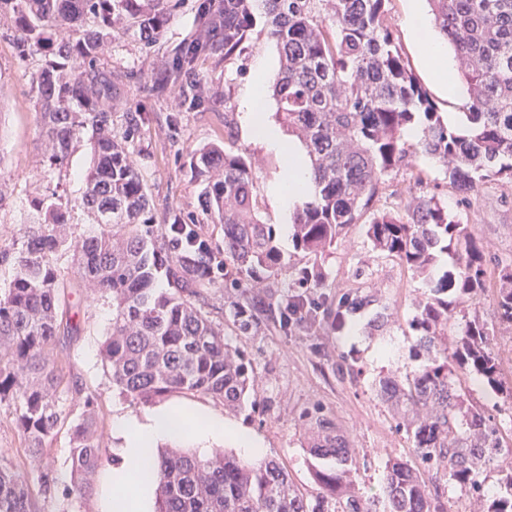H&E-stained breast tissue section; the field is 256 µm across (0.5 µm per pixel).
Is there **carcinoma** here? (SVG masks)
<instances>
[{"label":"carcinoma","mask_w":512,"mask_h":512,"mask_svg":"<svg viewBox=\"0 0 512 512\" xmlns=\"http://www.w3.org/2000/svg\"><path fill=\"white\" fill-rule=\"evenodd\" d=\"M174 0H0L19 31L16 48L47 59L35 78L43 137L52 166L65 163L80 133L92 131L93 164L76 206L93 214L101 230L72 246L62 235L69 210L56 193L33 203L24 243L13 257L10 287L0 293V403H17L15 421L26 450L46 456L67 419L50 395L64 380L47 357L58 337L64 274L59 253L74 248L73 274L112 298V329L102 349L112 386L126 398L149 403L172 394L203 395L239 409L252 390L249 365L189 299L205 284L202 267L218 263L209 251L186 254L155 235L151 204L129 161L131 141L112 136V83L101 66L104 42L117 25L146 46L158 39ZM389 0H224V61L257 23L267 29L280 57L272 88L277 114L305 146L315 191L293 214L294 247L318 254L361 222L384 175L411 164L412 151L441 162L449 183L468 200L492 179L512 181V0H429L440 33L460 62L457 80L470 98L467 125L448 127L416 80L386 23ZM215 42L187 39L161 82L159 93L181 85L189 107L207 109L187 78ZM418 122L423 138L410 149L405 128ZM200 195L213 220L224 225V254L235 265L236 286L262 271L275 275L282 259L272 225L252 203L253 173L244 157L219 145L191 156ZM373 247L426 276L436 252L453 257L454 270L430 289L410 322L420 333L424 361L403 375L378 382L395 416V429L412 442L415 462L385 463L382 493L387 512H448V497L433 486L442 473L482 507L512 512V462L503 460L502 424L466 404L456 388L460 370L494 392L503 389L502 355L495 328L475 318L451 331L452 302L478 300L486 289L488 259L466 224L455 222L433 195L406 213L371 217ZM168 287H157L159 274ZM318 309L299 295L278 307L279 321L303 322ZM498 325L512 329V265L499 269L495 297ZM94 392L84 394L87 413L71 425L67 492L81 495L106 456L94 437ZM312 456L333 464L315 470L320 492L308 499L272 459L251 464L226 453L201 456L190 448L157 452L155 512H376L375 498L360 492L349 441L325 418L308 415ZM496 472L497 491L488 473ZM42 493L60 479L48 467L38 475ZM0 512H35L27 481L11 459L0 458Z\"/></svg>","instance_id":"cac0c4a2"}]
</instances>
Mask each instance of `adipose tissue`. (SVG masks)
Masks as SVG:
<instances>
[{
  "mask_svg": "<svg viewBox=\"0 0 512 512\" xmlns=\"http://www.w3.org/2000/svg\"><path fill=\"white\" fill-rule=\"evenodd\" d=\"M406 24L415 35L419 56L430 66L432 79L445 92L454 93L455 86L448 80L453 70L448 46L434 38L431 22L420 6H413L408 12ZM264 104V77L258 73L249 87L244 121L257 141L280 156L285 176L275 185L274 194L282 206L293 209L314 190L310 164L294 144L284 141L269 124ZM113 435L119 442L121 464L112 471V499L106 505V512H153L156 487L153 461L160 444L207 448L224 443L241 449L248 458L261 456L258 438L218 411L159 408L140 416L122 415L113 421Z\"/></svg>",
  "mask_w": 512,
  "mask_h": 512,
  "instance_id": "1",
  "label": "adipose tissue"
}]
</instances>
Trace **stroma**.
<instances>
[{"label": "stroma", "instance_id": "obj_1", "mask_svg": "<svg viewBox=\"0 0 512 512\" xmlns=\"http://www.w3.org/2000/svg\"><path fill=\"white\" fill-rule=\"evenodd\" d=\"M201 0H181L171 13L163 37L150 51H142L136 37L115 34L104 48L102 62L120 75L112 90V129L123 134L129 120H137L140 134L130 161L140 173L154 209L157 231L166 228L168 211L180 212L196 225L216 254L224 252V229L212 223L199 198L200 187L189 166L192 152L209 144H223L242 153L249 162L253 202L263 223L274 225L283 255L278 275L263 273L228 288L223 275L198 288L193 302L226 340L240 347L251 363L256 405L226 412V419L249 429L259 439L263 456L282 464L301 492L315 496V460L306 447L303 415L319 411L329 418L355 453L357 483L367 494L380 493L385 463L391 458L413 460L411 442L394 428L388 404L377 393L381 377L413 370L419 363L417 338L411 318L428 295L425 279L413 275L399 260L374 250L366 227L354 225L349 233L318 255L296 250L289 226L292 214L283 208L272 188L284 176L280 158L251 138L243 122L244 102L256 68H263L266 85H273L279 70V54L263 26H256L236 52L233 63L223 56L200 60L199 92L210 109L189 108L179 86L162 93H143L144 83L163 77L176 48L187 38L202 33L197 19ZM410 0H391L388 23L404 60L427 90L450 125L462 127L470 99L464 86L446 95L429 77L413 36L405 24ZM13 19L0 17V290L13 275L10 262L22 243V226L35 199L57 191L63 200L79 198L83 174L91 164L90 132L74 143L63 168L49 165L42 136V116L33 79L44 64L41 53L19 56ZM434 195L458 223L472 225L492 264L512 263V182H485L477 195L460 203L442 163L416 155L410 166L388 173L371 203L375 213L404 211L423 194ZM303 292L309 298L335 305L344 297L360 298L348 312L343 328H335L326 315L290 328H280L274 311L288 294ZM67 317L77 333L60 337L48 350L50 358L64 362L65 384L55 397L71 422L84 412L83 398L75 387L98 395L96 438L109 454H116L112 421L122 414L140 415L151 406L187 403L215 408L205 396L172 395L154 404L137 403L113 388L110 371L100 348L112 327V301L68 277ZM262 302L248 333L234 323L238 306ZM457 385L468 404L492 410L495 417H512V396L494 393L473 375L458 373ZM16 405L0 404V455L22 459V472L38 512H101L111 491V465L93 476L81 496L64 492L43 495L37 476L50 466L65 473L69 458V429L61 427L46 459L27 456L24 439L15 424Z\"/></svg>", "mask_w": 512, "mask_h": 512}]
</instances>
